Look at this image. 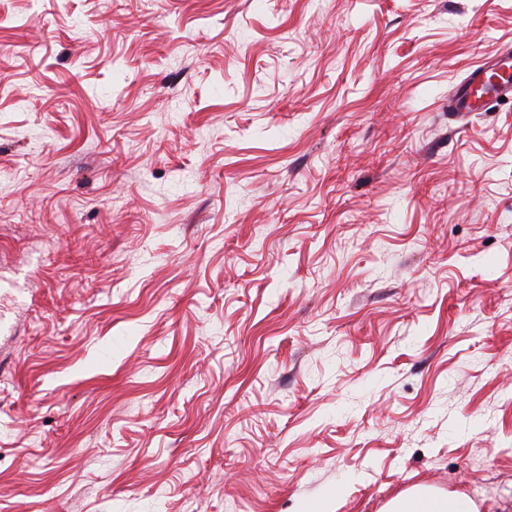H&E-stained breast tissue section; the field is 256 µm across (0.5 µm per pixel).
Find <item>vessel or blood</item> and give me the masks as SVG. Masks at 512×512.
Instances as JSON below:
<instances>
[{
  "label": "vessel or blood",
  "instance_id": "1",
  "mask_svg": "<svg viewBox=\"0 0 512 512\" xmlns=\"http://www.w3.org/2000/svg\"><path fill=\"white\" fill-rule=\"evenodd\" d=\"M512 96V53L503 52L495 65L472 70L460 83L450 102L455 112H482Z\"/></svg>",
  "mask_w": 512,
  "mask_h": 512
}]
</instances>
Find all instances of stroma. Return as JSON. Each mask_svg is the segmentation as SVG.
Wrapping results in <instances>:
<instances>
[{
  "instance_id": "1",
  "label": "stroma",
  "mask_w": 512,
  "mask_h": 512,
  "mask_svg": "<svg viewBox=\"0 0 512 512\" xmlns=\"http://www.w3.org/2000/svg\"><path fill=\"white\" fill-rule=\"evenodd\" d=\"M512 0H0V512H512ZM511 95L512 55L506 50L492 68L481 66L472 70L457 86L449 107L453 112H482ZM387 512H480V506L462 493L442 494L416 487L388 504Z\"/></svg>"
}]
</instances>
